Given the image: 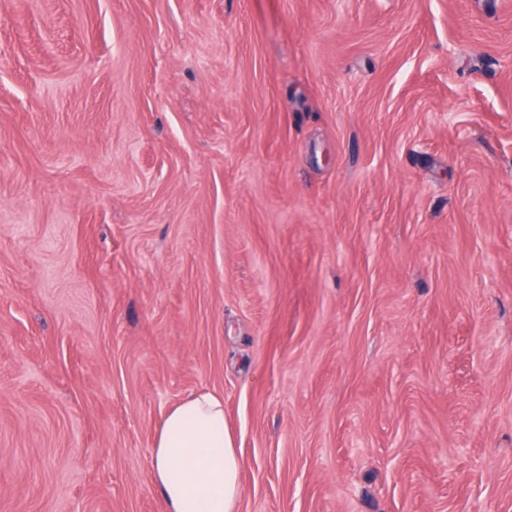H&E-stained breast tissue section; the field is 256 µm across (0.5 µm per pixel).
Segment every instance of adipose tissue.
<instances>
[{"label": "adipose tissue", "instance_id": "ef3b65f1", "mask_svg": "<svg viewBox=\"0 0 512 512\" xmlns=\"http://www.w3.org/2000/svg\"><path fill=\"white\" fill-rule=\"evenodd\" d=\"M241 468L221 396L200 390L168 411L152 454L164 512H236Z\"/></svg>", "mask_w": 512, "mask_h": 512}]
</instances>
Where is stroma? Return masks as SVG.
<instances>
[{"label": "stroma", "mask_w": 512, "mask_h": 512, "mask_svg": "<svg viewBox=\"0 0 512 512\" xmlns=\"http://www.w3.org/2000/svg\"><path fill=\"white\" fill-rule=\"evenodd\" d=\"M512 512V0H0V512ZM153 448V482L164 512L236 511L242 462L221 396L200 390L174 405Z\"/></svg>", "instance_id": "obj_1"}]
</instances>
